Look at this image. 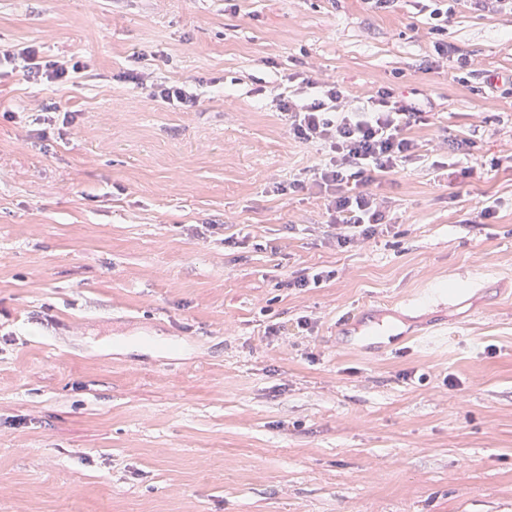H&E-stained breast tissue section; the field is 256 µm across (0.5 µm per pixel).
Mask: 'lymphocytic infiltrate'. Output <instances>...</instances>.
Masks as SVG:
<instances>
[{"mask_svg": "<svg viewBox=\"0 0 512 512\" xmlns=\"http://www.w3.org/2000/svg\"><path fill=\"white\" fill-rule=\"evenodd\" d=\"M0 63L18 65L24 79L36 84L65 83L81 71L80 64L47 61L30 48L17 52L1 47ZM345 99L341 85L326 81L318 85L312 102H278L289 135L327 152L313 173V184L331 217L332 239L341 248L370 240L383 226V201L368 189L371 176L396 171L417 153L419 144L408 130L422 119L421 113L392 103L385 91L371 98L363 112L345 111Z\"/></svg>", "mask_w": 512, "mask_h": 512, "instance_id": "lymphocytic-infiltrate-1", "label": "lymphocytic infiltrate"}]
</instances>
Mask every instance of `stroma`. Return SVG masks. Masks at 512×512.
I'll return each mask as SVG.
<instances>
[{"label":"stroma","instance_id":"1","mask_svg":"<svg viewBox=\"0 0 512 512\" xmlns=\"http://www.w3.org/2000/svg\"><path fill=\"white\" fill-rule=\"evenodd\" d=\"M1 43L83 69H0V512H512V11L0 0ZM327 79L423 113L345 248L277 108ZM151 95L174 109L190 110L199 103L197 88L186 82L179 85L156 83L152 87Z\"/></svg>","mask_w":512,"mask_h":512}]
</instances>
